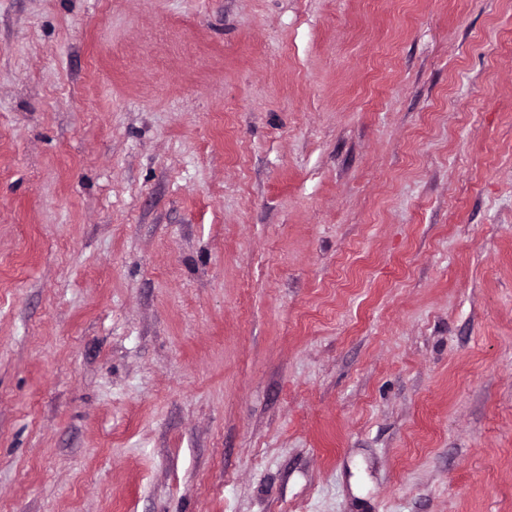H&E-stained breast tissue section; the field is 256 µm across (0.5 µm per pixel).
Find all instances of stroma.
Returning a JSON list of instances; mask_svg holds the SVG:
<instances>
[{
  "mask_svg": "<svg viewBox=\"0 0 512 512\" xmlns=\"http://www.w3.org/2000/svg\"><path fill=\"white\" fill-rule=\"evenodd\" d=\"M0 512H512V0H0Z\"/></svg>",
  "mask_w": 512,
  "mask_h": 512,
  "instance_id": "stroma-1",
  "label": "stroma"
}]
</instances>
